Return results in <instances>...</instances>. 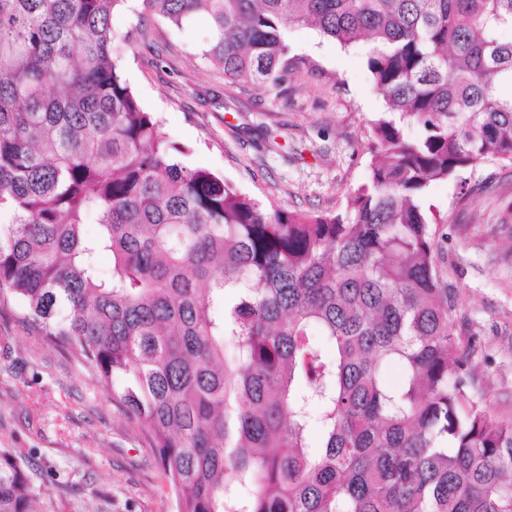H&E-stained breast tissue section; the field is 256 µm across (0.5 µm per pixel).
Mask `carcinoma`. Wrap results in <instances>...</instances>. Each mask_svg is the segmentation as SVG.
I'll return each instance as SVG.
<instances>
[{"label": "carcinoma", "instance_id": "cac0c4a2", "mask_svg": "<svg viewBox=\"0 0 512 512\" xmlns=\"http://www.w3.org/2000/svg\"><path fill=\"white\" fill-rule=\"evenodd\" d=\"M123 2L0 0V307L146 425L176 512H512V420L475 388L424 203L512 163V0H142L207 15L242 88L306 68L290 23L363 46L368 184L318 214L181 162L112 55ZM36 499L0 448V512Z\"/></svg>", "mask_w": 512, "mask_h": 512}]
</instances>
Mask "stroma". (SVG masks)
<instances>
[{"label": "stroma", "mask_w": 512, "mask_h": 512, "mask_svg": "<svg viewBox=\"0 0 512 512\" xmlns=\"http://www.w3.org/2000/svg\"><path fill=\"white\" fill-rule=\"evenodd\" d=\"M150 41L135 38L140 18ZM205 17L176 28L125 0L112 18V52L142 107L182 162L221 176L265 204L292 211L342 208L365 184L370 121L384 102L363 50L291 25L293 54L317 69L279 89L237 88L203 54ZM277 148H269V138ZM437 225L443 282L475 387L493 416H512V165L485 162L426 195ZM0 448L32 465L39 512H175L146 428L110 389L49 348L16 311H0Z\"/></svg>", "instance_id": "obj_1"}]
</instances>
